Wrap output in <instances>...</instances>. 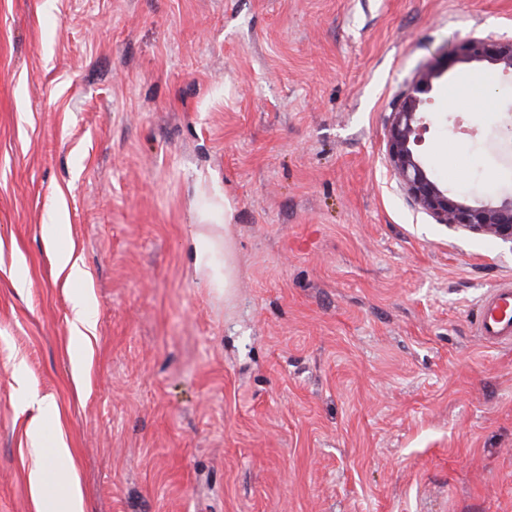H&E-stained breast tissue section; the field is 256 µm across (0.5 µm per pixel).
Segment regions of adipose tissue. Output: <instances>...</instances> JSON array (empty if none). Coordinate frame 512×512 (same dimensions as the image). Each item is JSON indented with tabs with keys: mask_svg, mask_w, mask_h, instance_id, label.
I'll return each mask as SVG.
<instances>
[{
	"mask_svg": "<svg viewBox=\"0 0 512 512\" xmlns=\"http://www.w3.org/2000/svg\"><path fill=\"white\" fill-rule=\"evenodd\" d=\"M65 470L68 475L61 504L44 503L39 512H86L82 492L75 478L77 467L74 451L65 437H57L49 455L40 456L28 472V479L35 492H42L51 471Z\"/></svg>",
	"mask_w": 512,
	"mask_h": 512,
	"instance_id": "1",
	"label": "adipose tissue"
}]
</instances>
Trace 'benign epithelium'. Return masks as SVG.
<instances>
[{
  "mask_svg": "<svg viewBox=\"0 0 512 512\" xmlns=\"http://www.w3.org/2000/svg\"><path fill=\"white\" fill-rule=\"evenodd\" d=\"M459 56L464 61L486 62L504 77L512 75V39L489 42L469 38L459 47ZM439 76L435 69L423 73L413 83L401 108L393 113L387 140L391 166L415 203L437 223L512 243V197L476 203L463 195L450 194L432 178L418 153L429 130L425 104L432 81Z\"/></svg>",
  "mask_w": 512,
  "mask_h": 512,
  "instance_id": "obj_1",
  "label": "benign epithelium"
}]
</instances>
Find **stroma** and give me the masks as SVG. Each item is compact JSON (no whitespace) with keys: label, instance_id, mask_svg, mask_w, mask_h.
Listing matches in <instances>:
<instances>
[{"label":"stroma","instance_id":"stroma-1","mask_svg":"<svg viewBox=\"0 0 512 512\" xmlns=\"http://www.w3.org/2000/svg\"><path fill=\"white\" fill-rule=\"evenodd\" d=\"M469 37L512 0H0V512H36L38 415L89 512H512V345L475 333L512 244L386 150L447 63L422 160L512 194V78ZM428 70L409 90L401 108L393 113L388 133V156L404 188L415 203L439 224L462 227L512 244V197L499 202L476 203L450 194L432 178L417 147L429 130L425 110L432 81L440 76ZM71 338L83 345L90 342V335L94 334L96 324L94 315L88 307V297L77 294L72 300V317L70 321Z\"/></svg>","mask_w":512,"mask_h":512}]
</instances>
